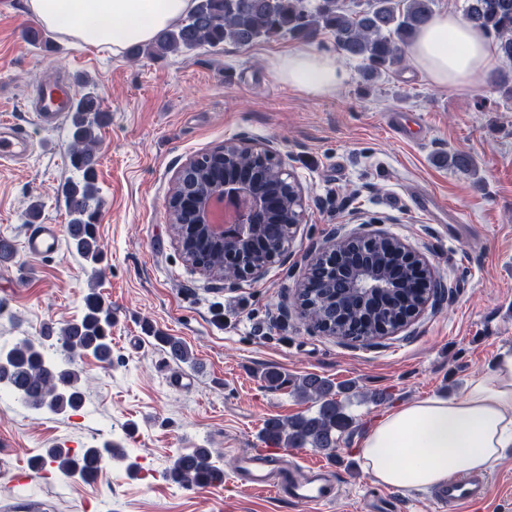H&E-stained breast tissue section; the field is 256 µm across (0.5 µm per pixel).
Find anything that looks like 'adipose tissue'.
Returning <instances> with one entry per match:
<instances>
[{
    "instance_id": "ef3b65f1",
    "label": "adipose tissue",
    "mask_w": 512,
    "mask_h": 512,
    "mask_svg": "<svg viewBox=\"0 0 512 512\" xmlns=\"http://www.w3.org/2000/svg\"><path fill=\"white\" fill-rule=\"evenodd\" d=\"M196 0H26L47 28L120 51L146 43L184 18ZM414 64L435 84L454 87L490 71L496 57L479 30L450 11L434 14L411 47ZM278 79L314 96L336 92L347 74L334 56L300 48L276 57ZM512 451V352L502 354L454 399L428 397L388 411L359 446L367 474L381 485L432 488L452 475L480 473Z\"/></svg>"
}]
</instances>
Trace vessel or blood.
I'll use <instances>...</instances> for the list:
<instances>
[{
  "instance_id": "obj_1",
  "label": "vessel or blood",
  "mask_w": 512,
  "mask_h": 512,
  "mask_svg": "<svg viewBox=\"0 0 512 512\" xmlns=\"http://www.w3.org/2000/svg\"><path fill=\"white\" fill-rule=\"evenodd\" d=\"M75 95L73 83L60 82L49 88H38L33 94V110L43 122H54L70 110ZM31 143L10 121L0 122V165L8 164L26 155ZM61 231L54 224L33 226L25 240L30 256L55 254L60 247ZM334 469L322 463L299 464L284 455L273 452L243 451L238 455V477L249 487L273 492L277 497L295 505L322 506L329 503L334 486ZM489 492L484 476L452 477L434 492L440 503L450 512L483 502Z\"/></svg>"
}]
</instances>
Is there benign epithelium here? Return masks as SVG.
Instances as JSON below:
<instances>
[{
  "label": "benign epithelium",
  "mask_w": 512,
  "mask_h": 512,
  "mask_svg": "<svg viewBox=\"0 0 512 512\" xmlns=\"http://www.w3.org/2000/svg\"><path fill=\"white\" fill-rule=\"evenodd\" d=\"M213 153L224 162V180L200 193L184 190L168 198L167 209L190 214L189 223L171 225L186 265L217 280L219 276L195 256L201 248L219 250L224 253V287L234 288L286 261L294 230L304 218L305 198L288 169L287 157L269 141L230 138L224 141V148ZM267 182L278 183V192H266L263 184ZM379 241L397 249L375 262L374 244ZM311 279L330 284L336 292L335 320L339 324L348 319L345 297L349 296L356 299L363 322H370L369 311L389 309L394 311V325L405 327L444 288L422 255L383 232H332L307 254L302 286ZM404 289L417 296L410 309L397 304Z\"/></svg>",
  "instance_id": "7a95c632"
}]
</instances>
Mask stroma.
Here are the masks:
<instances>
[{
  "label": "stroma",
  "mask_w": 512,
  "mask_h": 512,
  "mask_svg": "<svg viewBox=\"0 0 512 512\" xmlns=\"http://www.w3.org/2000/svg\"><path fill=\"white\" fill-rule=\"evenodd\" d=\"M39 22L25 0H0V120L34 148L0 167V239L14 255L0 261V340L42 336L79 317L90 290L112 312V366L76 357L82 407L36 415L0 399V512H448L432 490L373 482L359 467L358 445L373 423L400 404L458 396L474 375L512 350V99L495 82L512 63L498 60L472 85L440 87L413 62L368 82L362 64L339 57L348 79L336 94L310 97L275 76L270 62L303 45L335 53L330 34L309 43L286 36L251 47L204 46L187 56L132 57L51 33L29 43ZM72 78L96 92L110 114L98 132L97 222L103 254L91 267L69 244L57 255L29 256L26 211L66 226L61 187L79 181L69 162L70 123L44 128L28 103L46 80ZM393 111L418 123L403 141L386 124ZM246 136L271 141L304 188L306 216L285 263L261 278L225 287L182 260L166 200L191 157ZM460 153L469 165H452ZM434 199L454 223L416 208ZM386 230L427 257L446 290L394 336L361 345L312 331L293 305L313 244L338 227ZM171 336L193 360H172L158 344ZM275 369L287 385L267 387ZM316 374L352 384L356 423L335 457L287 449L305 463L332 462L338 495L324 506H297L236 480L241 450L262 447L265 421L308 410L294 387ZM189 379L179 387L172 377ZM122 441L133 469L107 464L96 482L65 483L52 470L19 480L17 468L47 448ZM205 446L224 458V479L184 489L166 481L171 460ZM487 499L463 512H512V454L487 472Z\"/></svg>",
  "instance_id": "1"
}]
</instances>
